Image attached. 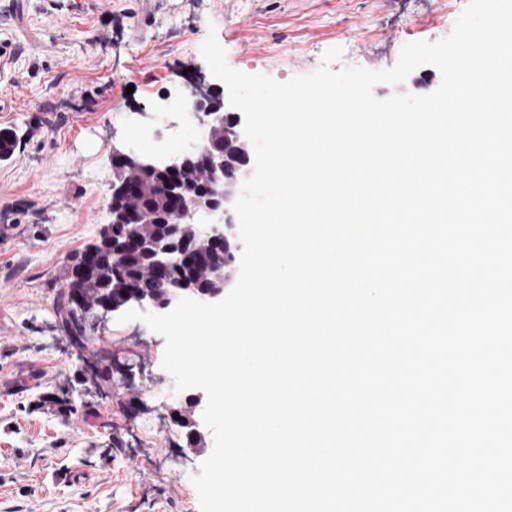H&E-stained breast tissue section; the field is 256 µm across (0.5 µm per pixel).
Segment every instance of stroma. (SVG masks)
<instances>
[{
  "label": "stroma",
  "instance_id": "obj_1",
  "mask_svg": "<svg viewBox=\"0 0 512 512\" xmlns=\"http://www.w3.org/2000/svg\"><path fill=\"white\" fill-rule=\"evenodd\" d=\"M466 0H0V512H200L192 483L213 450L192 451L173 408L165 340L106 316L84 347L56 302L75 252L110 221L113 148L145 155L137 130L189 76L211 78L216 33L229 67L285 82L330 48L369 70L404 44L449 36ZM112 381L85 393L79 374Z\"/></svg>",
  "mask_w": 512,
  "mask_h": 512
}]
</instances>
